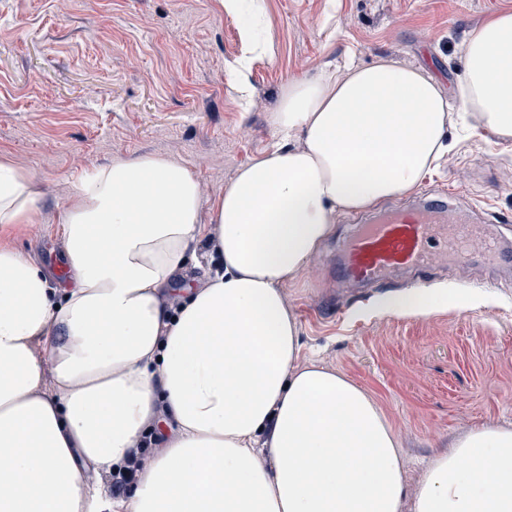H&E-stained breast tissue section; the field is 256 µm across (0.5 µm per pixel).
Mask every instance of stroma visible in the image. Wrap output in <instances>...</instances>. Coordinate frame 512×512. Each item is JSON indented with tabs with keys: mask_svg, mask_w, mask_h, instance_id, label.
<instances>
[{
	"mask_svg": "<svg viewBox=\"0 0 512 512\" xmlns=\"http://www.w3.org/2000/svg\"><path fill=\"white\" fill-rule=\"evenodd\" d=\"M512 0H258L244 13L218 0H0V153L41 184L44 221L0 232L52 274L63 263L56 218L81 175L118 158L181 161L211 206L243 164L278 140L270 124L290 79L389 57L427 68L446 92L461 45ZM258 35L246 41L244 23ZM421 189L465 193L456 212L489 225L504 257L387 272L368 286L331 269L357 226L411 204L407 194L336 218L320 253L284 286L303 358L367 388L401 437L406 479L472 426L512 425V147L461 139ZM424 284L448 289L427 317L373 314Z\"/></svg>",
	"mask_w": 512,
	"mask_h": 512,
	"instance_id": "35a3bbf8",
	"label": "stroma"
}]
</instances>
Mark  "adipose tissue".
Listing matches in <instances>:
<instances>
[{
    "label": "adipose tissue",
    "mask_w": 512,
    "mask_h": 512,
    "mask_svg": "<svg viewBox=\"0 0 512 512\" xmlns=\"http://www.w3.org/2000/svg\"><path fill=\"white\" fill-rule=\"evenodd\" d=\"M462 57L451 94L388 58L288 81L279 141L225 186L214 233L193 171L143 156L89 170L59 212L66 287L0 245V512H96L109 492L90 475L123 465L162 410L170 433L114 512H512V426L471 427L407 486L398 432L369 391L301 361L283 293L337 215L421 185L454 113L512 144V12ZM41 198L0 154V229L42 223ZM205 234L219 269L166 306ZM447 305L417 286L376 312Z\"/></svg>",
    "instance_id": "ef3b65f1"
}]
</instances>
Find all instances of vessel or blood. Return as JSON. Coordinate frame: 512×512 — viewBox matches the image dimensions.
Wrapping results in <instances>:
<instances>
[{
    "label": "vessel or blood",
    "instance_id": "1",
    "mask_svg": "<svg viewBox=\"0 0 512 512\" xmlns=\"http://www.w3.org/2000/svg\"><path fill=\"white\" fill-rule=\"evenodd\" d=\"M450 205L447 198L432 196L421 206L362 225L340 254V280L375 282L398 266L424 267L447 257L462 261L475 247L494 253L495 246L483 237L481 225L435 222L434 213Z\"/></svg>",
    "mask_w": 512,
    "mask_h": 512
}]
</instances>
